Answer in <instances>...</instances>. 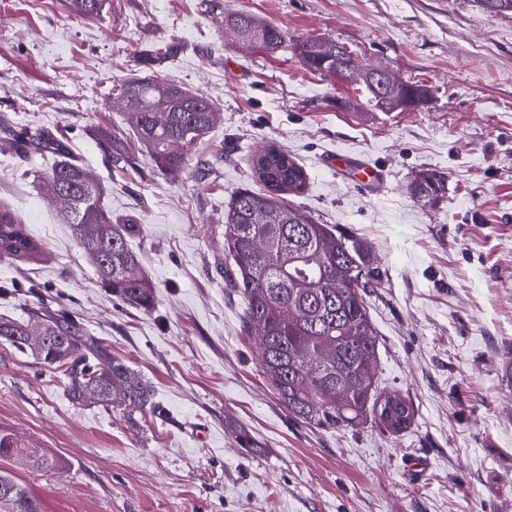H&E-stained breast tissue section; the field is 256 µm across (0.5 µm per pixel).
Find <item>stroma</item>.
Returning a JSON list of instances; mask_svg holds the SVG:
<instances>
[{
    "instance_id": "obj_1",
    "label": "stroma",
    "mask_w": 512,
    "mask_h": 512,
    "mask_svg": "<svg viewBox=\"0 0 512 512\" xmlns=\"http://www.w3.org/2000/svg\"><path fill=\"white\" fill-rule=\"evenodd\" d=\"M288 32L270 54L238 44L203 0H112L102 19L69 0H0V114L43 128L142 226L130 245L157 286L152 308L110 297L40 176L55 158L0 140V204L44 247L0 259V315L67 312L153 389L133 414L75 401L62 369L0 346V429L61 457L60 473L0 458L43 512H512V14L475 0H222ZM342 44L363 64L430 87L388 112L307 70L294 42ZM174 60L143 68L157 46ZM148 71L223 110L181 173L148 156L112 168L88 135L127 131L113 84ZM288 151L309 182L295 205L356 236L383 273L367 294L380 384L415 410L407 431L321 430L266 385L227 279L224 210L255 188L253 155ZM345 152L380 169L363 187ZM442 172L430 207L408 185ZM250 437L241 447L240 432Z\"/></svg>"
}]
</instances>
